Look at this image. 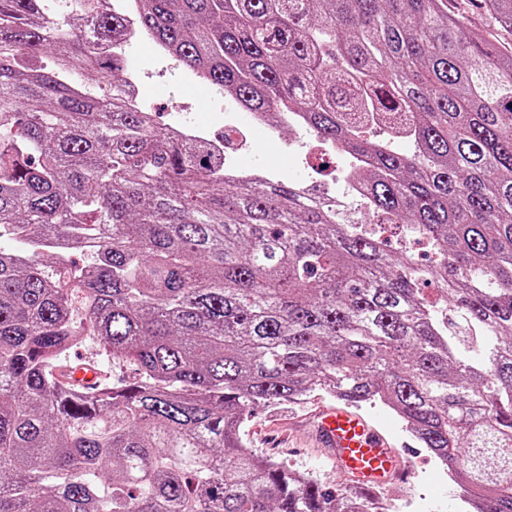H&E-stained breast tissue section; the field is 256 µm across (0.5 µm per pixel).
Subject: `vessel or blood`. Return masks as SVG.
Masks as SVG:
<instances>
[{
    "instance_id": "1",
    "label": "vessel or blood",
    "mask_w": 512,
    "mask_h": 512,
    "mask_svg": "<svg viewBox=\"0 0 512 512\" xmlns=\"http://www.w3.org/2000/svg\"><path fill=\"white\" fill-rule=\"evenodd\" d=\"M315 438L349 483L365 493L411 476L390 437L346 406L325 407L315 417Z\"/></svg>"
}]
</instances>
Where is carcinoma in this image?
<instances>
[{
  "label": "carcinoma",
  "mask_w": 512,
  "mask_h": 512,
  "mask_svg": "<svg viewBox=\"0 0 512 512\" xmlns=\"http://www.w3.org/2000/svg\"><path fill=\"white\" fill-rule=\"evenodd\" d=\"M481 4L512 29V0ZM136 7L204 84L364 157L375 216L435 259L291 179L217 180L207 145L127 108L106 53L125 19L99 0H0V238L29 248H0V512H358L239 436L253 406L316 390L393 409L474 512H512V45L448 0ZM79 336L135 379L62 388ZM387 237L391 241L392 248L400 250H406L415 255L418 258V253L422 261H427L431 257L430 253L424 252L425 248L422 245L412 243L409 236H405L404 232L400 229L388 228L387 231L382 235Z\"/></svg>",
  "instance_id": "1"
}]
</instances>
